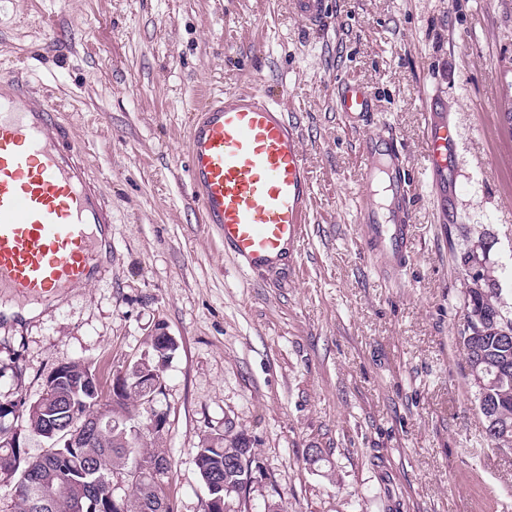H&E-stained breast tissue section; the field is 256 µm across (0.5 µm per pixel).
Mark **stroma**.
<instances>
[{
	"mask_svg": "<svg viewBox=\"0 0 512 512\" xmlns=\"http://www.w3.org/2000/svg\"><path fill=\"white\" fill-rule=\"evenodd\" d=\"M0 0V76L61 106L112 213L98 282L0 323V400L38 399L62 363L100 378L175 338L158 406L175 512H202L193 456L225 424L256 448L248 512H512V450L487 446L455 340L479 254L512 305V0ZM375 96L415 186L410 256L387 276L358 222L364 131L339 82ZM269 95L300 128L313 205L287 260L241 271L191 196L187 129L205 93ZM456 130L458 193L424 172L426 105ZM323 462L309 465L310 449ZM293 14L307 31H318L325 20V0H290Z\"/></svg>",
	"mask_w": 512,
	"mask_h": 512,
	"instance_id": "35a3bbf8",
	"label": "stroma"
}]
</instances>
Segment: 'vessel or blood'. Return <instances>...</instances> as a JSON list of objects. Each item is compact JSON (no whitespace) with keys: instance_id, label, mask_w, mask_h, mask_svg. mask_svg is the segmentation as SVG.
<instances>
[{"instance_id":"vessel-or-blood-1","label":"vessel or blood","mask_w":512,"mask_h":512,"mask_svg":"<svg viewBox=\"0 0 512 512\" xmlns=\"http://www.w3.org/2000/svg\"><path fill=\"white\" fill-rule=\"evenodd\" d=\"M304 29L320 30L325 0H290ZM57 105L37 102L29 83L0 77V297L43 304L95 281L112 216L91 186L80 156L67 150ZM336 110L353 129L374 120L376 101L359 82L340 83ZM428 178L440 202L456 184L455 130L444 112L425 124ZM363 180L384 179L388 202L363 204L368 249L400 276L408 264L413 198L407 154L394 129L360 143ZM189 175L205 223L215 225L240 269L279 264L301 236L312 198L296 123L254 91L225 90L196 110L188 133Z\"/></svg>"}]
</instances>
